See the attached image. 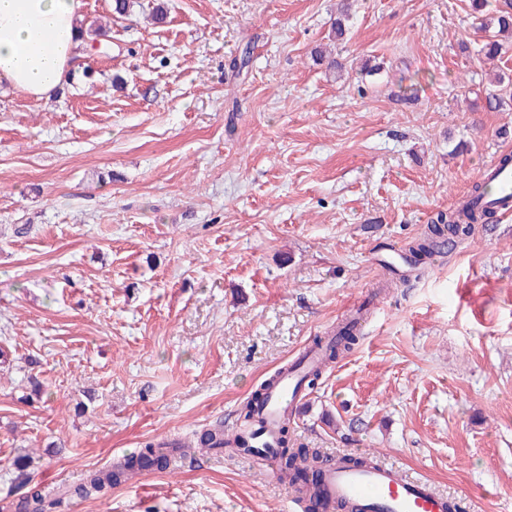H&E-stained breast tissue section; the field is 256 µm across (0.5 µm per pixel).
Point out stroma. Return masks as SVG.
I'll return each instance as SVG.
<instances>
[{
	"mask_svg": "<svg viewBox=\"0 0 512 512\" xmlns=\"http://www.w3.org/2000/svg\"><path fill=\"white\" fill-rule=\"evenodd\" d=\"M157 1L83 0L108 42L81 73L42 101L0 85V512L165 438L176 468L52 512H288L196 435L363 305L294 447L512 512V218L404 260L512 152V45L480 59L470 0H353L339 39L340 0H161V23Z\"/></svg>",
	"mask_w": 512,
	"mask_h": 512,
	"instance_id": "35a3bbf8",
	"label": "stroma"
}]
</instances>
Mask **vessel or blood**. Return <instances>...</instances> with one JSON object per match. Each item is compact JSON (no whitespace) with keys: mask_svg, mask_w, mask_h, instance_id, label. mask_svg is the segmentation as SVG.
<instances>
[{"mask_svg":"<svg viewBox=\"0 0 512 512\" xmlns=\"http://www.w3.org/2000/svg\"><path fill=\"white\" fill-rule=\"evenodd\" d=\"M482 179L496 181L498 189L489 204L498 213L512 214V165L492 160ZM303 399L295 371L284 370L267 387L255 414L258 433L253 456L273 461L282 425L291 420ZM316 497L322 512H454L456 503L437 491L424 476L408 474L399 466L381 462L357 467L339 457L322 468Z\"/></svg>","mask_w":512,"mask_h":512,"instance_id":"vessel-or-blood-1","label":"vessel or blood"}]
</instances>
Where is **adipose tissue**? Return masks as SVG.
I'll return each mask as SVG.
<instances>
[{"mask_svg": "<svg viewBox=\"0 0 512 512\" xmlns=\"http://www.w3.org/2000/svg\"><path fill=\"white\" fill-rule=\"evenodd\" d=\"M83 0H0V83L34 100L68 78L87 42Z\"/></svg>", "mask_w": 512, "mask_h": 512, "instance_id": "obj_1", "label": "adipose tissue"}]
</instances>
